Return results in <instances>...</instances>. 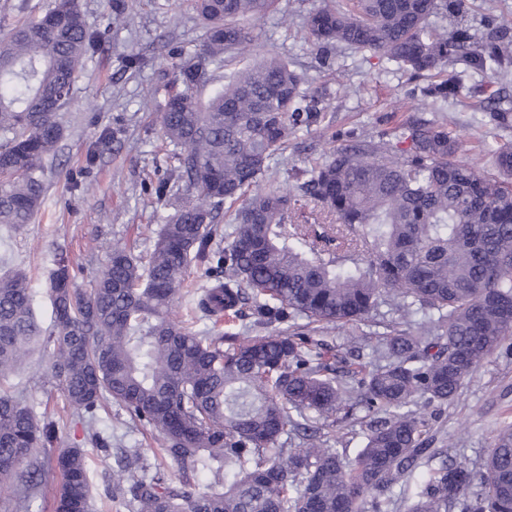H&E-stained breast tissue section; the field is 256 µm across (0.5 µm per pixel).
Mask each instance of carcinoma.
<instances>
[{"label":"carcinoma","mask_w":512,"mask_h":512,"mask_svg":"<svg viewBox=\"0 0 512 512\" xmlns=\"http://www.w3.org/2000/svg\"><path fill=\"white\" fill-rule=\"evenodd\" d=\"M276 0H192L206 37L163 75L165 139L180 152L172 174L150 187L168 201L195 199L159 225L153 249L112 246L91 287L70 265L51 270L53 323L34 311L27 274L0 271V382L40 348L43 383L81 412L86 440L105 449L96 427L103 401L154 430L171 479L144 467L139 450L104 491L129 495L130 512H388L390 494L414 485L406 512H512V426L499 430L481 476L430 447L420 405H446L512 337V144L492 151L497 174L458 158L444 129L412 115L385 142L323 154L289 186L265 179L270 160L297 132L321 122L322 98L287 57L268 51L224 75L215 71L253 45L243 19ZM469 0H330L310 10L306 38L317 46L369 52L431 79L427 106L457 97L459 64L493 82L512 76V28L477 40L465 24ZM451 17L442 32L433 17ZM78 0L0 35V225L32 223L45 195L44 164L64 136L58 112L100 45ZM479 106L506 117L512 100L478 90ZM240 203L219 242L218 211ZM334 218L311 223L308 202ZM215 283L190 290L192 263ZM191 297L211 326L192 329L172 307ZM250 306L254 334L222 331ZM386 305L406 328L383 335L379 361L340 354L314 337L365 322ZM429 314L412 327L417 311ZM304 320V328L296 327ZM369 418L354 459L338 439L317 434L336 413ZM298 446L286 448L282 437ZM58 428L23 394L0 389V508L29 512L41 478L59 471L54 512H90L86 451L60 449ZM212 482L200 487L199 478Z\"/></svg>","instance_id":"obj_1"}]
</instances>
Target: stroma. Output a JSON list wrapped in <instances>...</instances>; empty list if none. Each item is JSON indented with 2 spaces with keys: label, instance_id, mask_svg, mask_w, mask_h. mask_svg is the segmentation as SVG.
<instances>
[{
  "label": "stroma",
  "instance_id": "stroma-1",
  "mask_svg": "<svg viewBox=\"0 0 512 512\" xmlns=\"http://www.w3.org/2000/svg\"><path fill=\"white\" fill-rule=\"evenodd\" d=\"M124 25L112 21L109 0H79L88 25L103 32L99 51L80 78L70 106L59 114L65 136L57 155L47 162L46 192L33 223L7 232L0 229V266L23 269L36 291L35 308L44 325L52 323L46 281L56 258L66 257L80 269L76 285L88 287L113 243L134 252H149L153 227L171 213L166 201L145 191V182L175 165L172 148L161 136L157 113L166 98L160 75L171 66L169 47L195 51L203 30L187 0H126ZM467 20L476 36L489 25L512 27V0H472ZM314 0H279L262 18L247 21L254 43L295 61L312 90L327 106L321 125L301 133L271 163L275 177L293 184L300 169L323 153L355 139L376 140L406 119V107L417 104L425 77H411L393 65L352 49H321L305 38L304 17ZM142 57L140 68L126 66L129 55ZM483 74L468 71L455 99L438 103L430 117L458 138L461 156L493 170L491 149L512 143V117L501 121L477 108L471 94L485 83ZM97 153L86 168L88 150ZM81 172L79 184L68 172ZM392 315L381 307L368 322L339 324L326 338L333 344L357 343L364 360L377 357L379 339ZM49 359L34 352L24 368L11 376V392L33 400L37 413L58 424L63 445L81 442L84 420L60 391L44 386ZM99 428L109 437L107 450L88 448L87 467L93 487L92 512H129L125 499L106 497L104 484L121 455L140 450L153 458L161 442L152 429L132 422L117 404L99 411ZM512 424V351L485 360L453 402L433 407V445L449 457L480 467L495 434Z\"/></svg>",
  "mask_w": 512,
  "mask_h": 512
}]
</instances>
